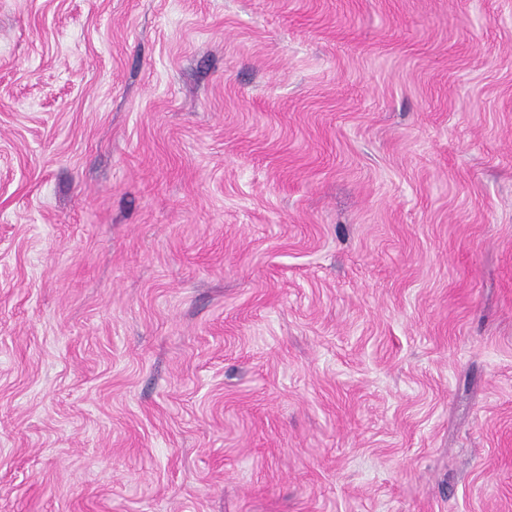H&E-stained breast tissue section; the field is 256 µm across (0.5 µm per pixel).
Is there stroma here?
Masks as SVG:
<instances>
[{"mask_svg":"<svg viewBox=\"0 0 512 512\" xmlns=\"http://www.w3.org/2000/svg\"><path fill=\"white\" fill-rule=\"evenodd\" d=\"M0 512H512V0H0Z\"/></svg>","mask_w":512,"mask_h":512,"instance_id":"35a3bbf8","label":"stroma"}]
</instances>
